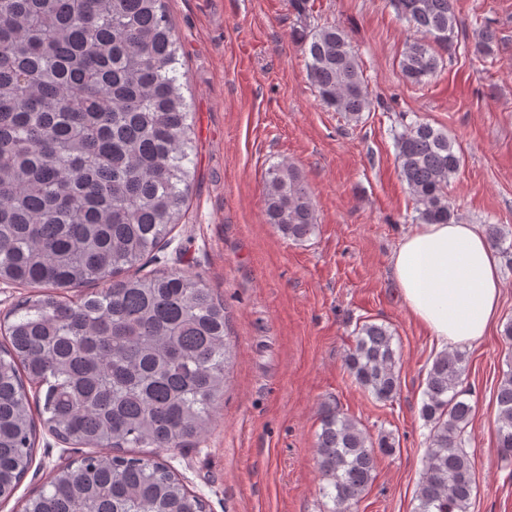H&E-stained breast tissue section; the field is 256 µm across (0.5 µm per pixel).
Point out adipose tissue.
I'll return each mask as SVG.
<instances>
[{
	"instance_id": "ef3b65f1",
	"label": "adipose tissue",
	"mask_w": 512,
	"mask_h": 512,
	"mask_svg": "<svg viewBox=\"0 0 512 512\" xmlns=\"http://www.w3.org/2000/svg\"><path fill=\"white\" fill-rule=\"evenodd\" d=\"M391 264L404 302L439 342L478 341L497 320L500 264L477 225H422L400 241Z\"/></svg>"
}]
</instances>
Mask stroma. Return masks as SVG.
I'll list each match as a JSON object with an SVG mask.
<instances>
[{"instance_id": "1", "label": "stroma", "mask_w": 512, "mask_h": 512, "mask_svg": "<svg viewBox=\"0 0 512 512\" xmlns=\"http://www.w3.org/2000/svg\"><path fill=\"white\" fill-rule=\"evenodd\" d=\"M192 112L194 173L186 212L147 273L200 276L229 316L233 359L224 402L199 442L157 455L206 512H331L315 454L324 406L371 437L372 484L349 512H413L429 429L420 415L427 369L443 347L410 313L390 258L417 227L400 178L395 137L421 120L447 131L464 165L448 186L461 222L498 225L512 242V0H455L458 48L422 86L399 63L414 33L389 0H314L311 24L349 36L372 101L354 122L323 106L307 77L288 0H166ZM493 55L474 51L482 25ZM300 173L317 214L313 235L284 238L268 224L267 170ZM500 314L464 346L458 389L473 407L466 450L477 491L471 512H512V464L496 441V391L512 366L502 338L512 320V263L501 262ZM382 324L401 352L400 387L381 402L349 376L356 326ZM83 448L38 428L33 460L0 512H22L57 468Z\"/></svg>"}]
</instances>
